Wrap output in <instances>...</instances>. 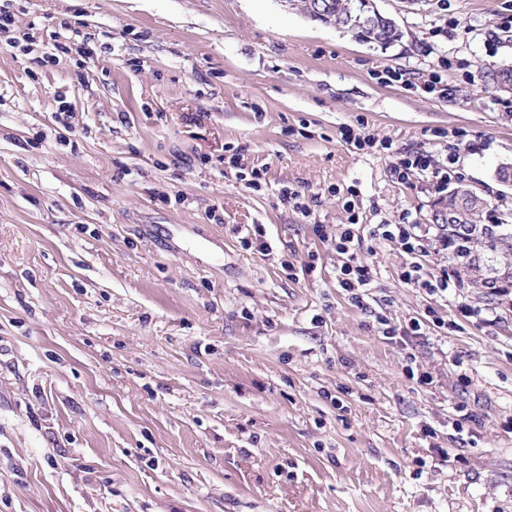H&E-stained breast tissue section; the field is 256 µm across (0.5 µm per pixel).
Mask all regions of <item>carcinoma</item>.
Masks as SVG:
<instances>
[{
	"label": "carcinoma",
	"mask_w": 512,
	"mask_h": 512,
	"mask_svg": "<svg viewBox=\"0 0 512 512\" xmlns=\"http://www.w3.org/2000/svg\"><path fill=\"white\" fill-rule=\"evenodd\" d=\"M331 7L327 23L343 28L366 43L387 46L400 38V32L391 20L380 16L371 23L365 19L369 15L368 0H330ZM440 208L462 207L466 212L464 223L470 225V230L462 233L456 230V225H448V258H468L477 250H489L507 262L512 267V224L499 218L493 224L480 222V213L476 207L465 202L460 203L456 194L450 193L437 202ZM488 288L512 289V274L495 271L484 281Z\"/></svg>",
	"instance_id": "obj_1"
}]
</instances>
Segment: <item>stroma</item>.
Listing matches in <instances>:
<instances>
[{
	"instance_id": "35a3bbf8",
	"label": "stroma",
	"mask_w": 512,
	"mask_h": 512,
	"mask_svg": "<svg viewBox=\"0 0 512 512\" xmlns=\"http://www.w3.org/2000/svg\"><path fill=\"white\" fill-rule=\"evenodd\" d=\"M375 2L385 49L282 0H0V512H512V310L370 238L361 309L328 239L350 186L361 223H431L432 176L391 165L452 143L512 213V0ZM67 25L96 56L44 62ZM376 320L378 321L380 327V332L383 336L387 338H394L395 336H421L423 335L422 325L419 320L414 319L411 320L405 327L392 325L391 321L383 316L377 315Z\"/></svg>"
}]
</instances>
